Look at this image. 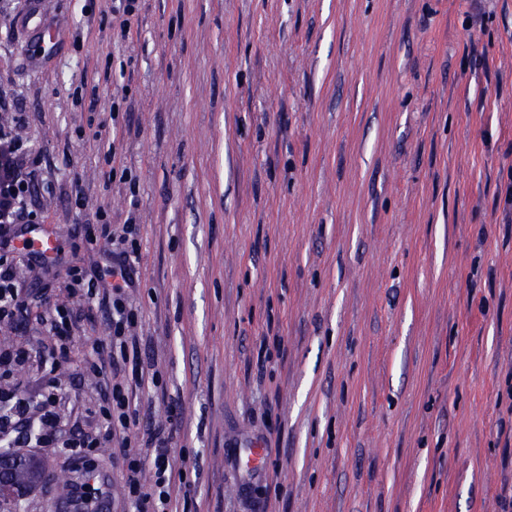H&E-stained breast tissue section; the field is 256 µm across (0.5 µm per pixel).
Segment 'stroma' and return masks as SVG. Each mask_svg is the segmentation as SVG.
<instances>
[{"instance_id":"obj_1","label":"stroma","mask_w":512,"mask_h":512,"mask_svg":"<svg viewBox=\"0 0 512 512\" xmlns=\"http://www.w3.org/2000/svg\"><path fill=\"white\" fill-rule=\"evenodd\" d=\"M0 0V126L40 155L44 266L16 255L30 311L0 346L55 369L61 438L97 434V303L112 242L139 227L141 421H171L172 512H501L512 493V0H48L52 55ZM125 103L116 113L113 103ZM24 112L14 126L15 112ZM83 192L84 207L73 196ZM76 322L49 354L46 319ZM261 472L238 467L249 439ZM120 437L92 466L34 449L12 512H131Z\"/></svg>"}]
</instances>
